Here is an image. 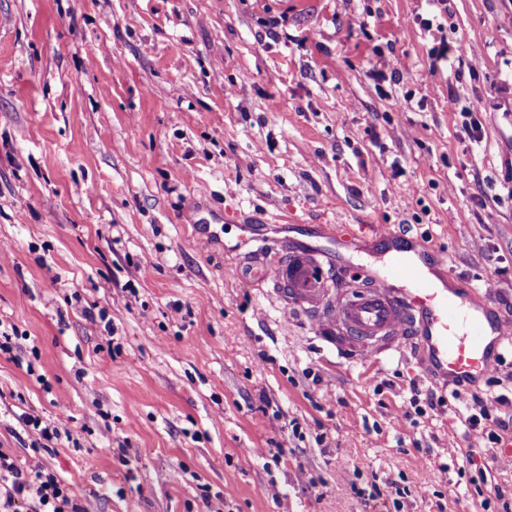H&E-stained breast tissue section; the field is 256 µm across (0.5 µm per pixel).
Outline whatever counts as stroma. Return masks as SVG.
Here are the masks:
<instances>
[{"mask_svg":"<svg viewBox=\"0 0 512 512\" xmlns=\"http://www.w3.org/2000/svg\"><path fill=\"white\" fill-rule=\"evenodd\" d=\"M510 185L512 0H0V453L92 512H501L512 404L492 444L464 402L512 350L474 386L340 354L252 269L358 282L388 224L512 323ZM22 421L26 426H31L34 444L44 445L42 441L53 442L54 440H58L62 436V430L66 437H69L70 435L69 430L66 427L59 425L41 427L42 422L37 418L23 417Z\"/></svg>","mask_w":512,"mask_h":512,"instance_id":"1","label":"stroma"}]
</instances>
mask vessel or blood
<instances>
[{"label": "vessel or blood", "instance_id": "obj_1", "mask_svg": "<svg viewBox=\"0 0 512 512\" xmlns=\"http://www.w3.org/2000/svg\"><path fill=\"white\" fill-rule=\"evenodd\" d=\"M386 243L383 264L367 270L361 288H345L325 321L341 327L343 348L359 356H378L416 342L434 371L444 379L466 382L491 373L500 349L512 346V329L487 315L486 291L460 296L449 272L425 259L416 238L399 243L389 229L378 233ZM286 298L316 307L328 295V279L310 251L292 254L278 272Z\"/></svg>", "mask_w": 512, "mask_h": 512}]
</instances>
